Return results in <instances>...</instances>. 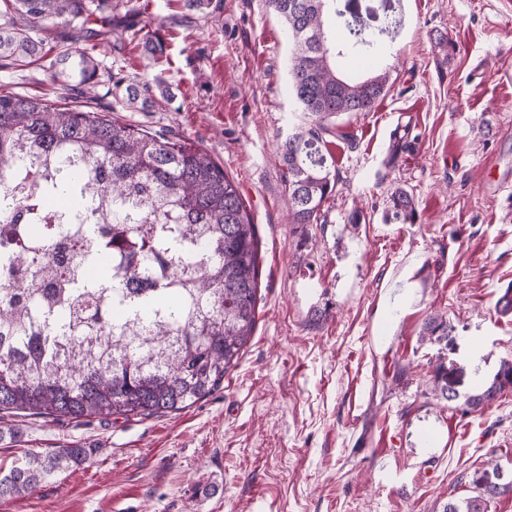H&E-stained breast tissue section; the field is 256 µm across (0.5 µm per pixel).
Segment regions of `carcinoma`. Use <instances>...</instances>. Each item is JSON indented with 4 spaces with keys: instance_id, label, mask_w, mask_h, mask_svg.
Here are the masks:
<instances>
[{
    "instance_id": "cac0c4a2",
    "label": "carcinoma",
    "mask_w": 512,
    "mask_h": 512,
    "mask_svg": "<svg viewBox=\"0 0 512 512\" xmlns=\"http://www.w3.org/2000/svg\"><path fill=\"white\" fill-rule=\"evenodd\" d=\"M345 0H266L292 45L288 93L306 116L279 146L291 224H319L339 181L325 135L332 121L370 112L388 93L391 41L401 17L369 27ZM0 60L41 58L44 22L70 27L98 14L122 44L164 42L138 25L133 0H3ZM126 8L118 16L120 8ZM96 45L57 52L58 76L99 85ZM109 92L132 103L150 83L107 71ZM391 217L416 219L411 194L395 189ZM259 239L238 186L186 139L135 128L100 112L57 108L0 93V413L49 420L180 412L224 384L253 335ZM25 273L39 287L19 293ZM453 331L443 314L421 338ZM463 368L439 361L431 394L459 398ZM512 390V358L478 378L458 409L483 410ZM90 448L31 452L0 471V498L35 490L89 462ZM475 495L443 512H489L512 495V476L488 463L469 475Z\"/></svg>"
}]
</instances>
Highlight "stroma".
<instances>
[{
  "label": "stroma",
  "instance_id": "1",
  "mask_svg": "<svg viewBox=\"0 0 512 512\" xmlns=\"http://www.w3.org/2000/svg\"><path fill=\"white\" fill-rule=\"evenodd\" d=\"M167 60L117 45L92 21L101 68L162 77L174 98L98 111L207 150L238 185L260 239L254 334L223 386L185 410L129 420L0 415V468L25 451L76 446L90 463L0 512H441L472 496L487 461L512 474V391L461 415L433 399L439 359L493 376L512 357V0H393L402 26L386 98L340 116V181L321 224L289 223L277 152L304 115L288 95L291 47L264 0H148ZM54 28L28 66L0 67V92L57 106L86 89L56 82ZM414 143L387 162L393 134ZM406 189L415 223L386 221ZM435 313L448 344L422 341Z\"/></svg>",
  "mask_w": 512,
  "mask_h": 512
}]
</instances>
